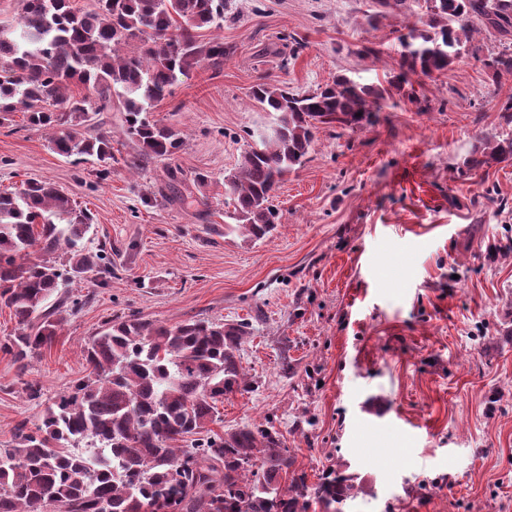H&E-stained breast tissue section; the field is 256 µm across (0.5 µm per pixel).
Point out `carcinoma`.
<instances>
[{"label":"carcinoma","instance_id":"obj_1","mask_svg":"<svg viewBox=\"0 0 512 512\" xmlns=\"http://www.w3.org/2000/svg\"><path fill=\"white\" fill-rule=\"evenodd\" d=\"M223 22L224 0H95L91 10L72 0H20L16 31L0 28V114L22 107L30 127L51 131L56 153L96 159L103 178L112 137L93 119L115 97L140 155L166 159L184 135L147 113L202 67L224 65V41L200 35ZM484 29L500 35L501 49L486 62L498 81L512 75V0H425L385 85L345 75L304 92L254 85L252 98L275 121L224 176L227 228L267 238L279 220L278 184L305 161L317 125L365 128L410 76L447 71ZM503 162L512 163V132L478 139L463 165ZM91 226V215L50 181L0 191V307L17 323L1 351L23 361L60 335L68 288L104 260L80 245ZM58 251L67 255L61 266ZM248 328L203 318L167 326L134 314L106 322L86 350L89 374L46 407L36 430L22 421L15 444L0 448V512H309L314 502L346 512L369 492L347 465L311 488L303 474L288 477L293 462L274 429L201 437L217 403L250 389L238 355ZM81 443L100 454L89 459L76 451Z\"/></svg>","mask_w":512,"mask_h":512}]
</instances>
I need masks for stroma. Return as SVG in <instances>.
I'll list each match as a JSON object with an SVG mask.
<instances>
[{"mask_svg":"<svg viewBox=\"0 0 512 512\" xmlns=\"http://www.w3.org/2000/svg\"><path fill=\"white\" fill-rule=\"evenodd\" d=\"M420 9L225 0L222 27L202 32L223 38V67L149 113L183 129V149L140 157L113 105L96 118L112 136L104 180L96 162L51 150L24 112L0 115V190L53 182L94 218L85 248L112 262L72 286L81 306L50 346L22 362L0 352V448L88 375L106 321L244 320L252 387L225 397L213 432L274 426L311 486L347 464L372 487L347 512H512V164L458 173L480 136L507 129L512 77L491 81L483 65L497 34L445 73L412 76L372 125L320 126L280 183L269 237L224 229V177L274 120L252 86L383 82Z\"/></svg>","mask_w":512,"mask_h":512,"instance_id":"stroma-1","label":"stroma"}]
</instances>
